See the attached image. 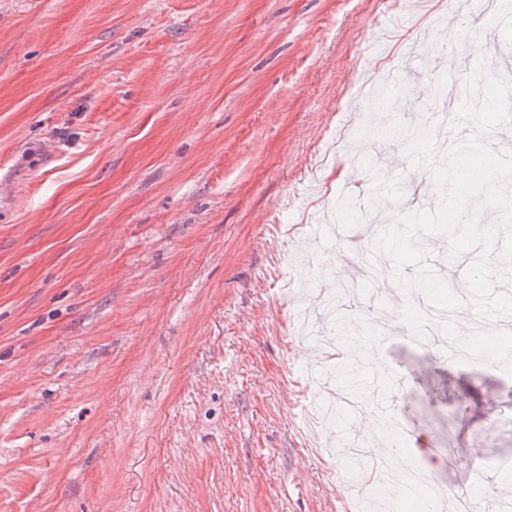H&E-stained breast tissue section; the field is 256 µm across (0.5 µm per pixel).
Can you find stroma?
<instances>
[{
    "label": "stroma",
    "instance_id": "stroma-1",
    "mask_svg": "<svg viewBox=\"0 0 512 512\" xmlns=\"http://www.w3.org/2000/svg\"><path fill=\"white\" fill-rule=\"evenodd\" d=\"M0 0V512H356L337 433L319 413L330 361L295 321L296 261L334 296L338 242L314 235L343 184L387 162L418 176L390 130L427 114V62L477 48L481 0ZM386 135L361 141L355 86L378 69ZM351 165L347 181L338 167ZM423 263L466 291L485 244ZM354 295L362 351L402 372L387 405L416 426L408 460L469 489L512 453V374L442 361L379 334Z\"/></svg>",
    "mask_w": 512,
    "mask_h": 512
}]
</instances>
